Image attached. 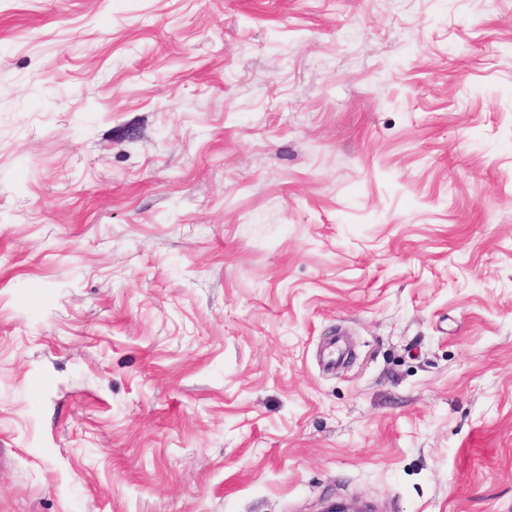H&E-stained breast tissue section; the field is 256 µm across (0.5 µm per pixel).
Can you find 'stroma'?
I'll use <instances>...</instances> for the list:
<instances>
[{"mask_svg":"<svg viewBox=\"0 0 512 512\" xmlns=\"http://www.w3.org/2000/svg\"><path fill=\"white\" fill-rule=\"evenodd\" d=\"M512 512V0H0V512Z\"/></svg>","mask_w":512,"mask_h":512,"instance_id":"stroma-1","label":"stroma"}]
</instances>
